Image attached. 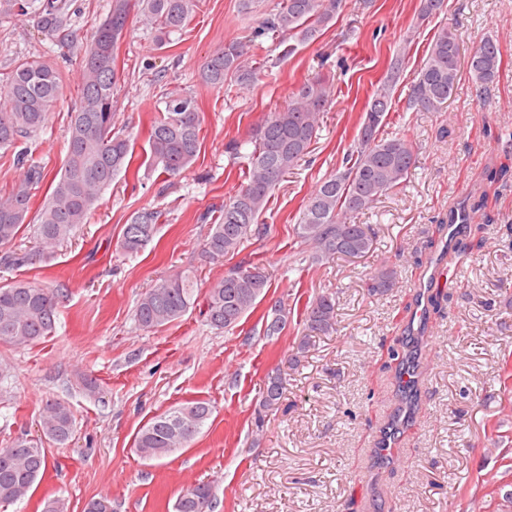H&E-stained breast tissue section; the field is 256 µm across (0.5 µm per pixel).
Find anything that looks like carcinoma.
I'll use <instances>...</instances> for the list:
<instances>
[{"label":"carcinoma","instance_id":"obj_1","mask_svg":"<svg viewBox=\"0 0 512 512\" xmlns=\"http://www.w3.org/2000/svg\"><path fill=\"white\" fill-rule=\"evenodd\" d=\"M76 0H0V24L16 16H29L47 39L69 48L78 40L70 27L78 12ZM346 0H281L259 20L257 30L247 42L230 40L210 54L200 69L201 81L214 88L224 87L229 74L242 84L256 77L262 37L279 42L291 38L311 43L332 24ZM199 7L198 0H111L106 17L95 25L81 61L79 102L70 112L68 148L60 172L34 218H29L35 190L44 181V168L30 163L27 152L17 144L33 138L44 126L59 99L63 73L41 57L17 61L0 75L4 95L0 99V153L11 154L13 164L24 169L23 178L0 197V264L23 266L27 254L7 249L30 225L34 239L45 245L68 240L86 223L102 191L128 168L133 155L129 137L112 131L113 102L120 82L115 50L127 32L132 11H137L151 26L155 41L163 47L187 27ZM469 71L473 83L483 87L494 81L500 66V51L495 39L487 36L471 54ZM402 59L395 60L390 72L373 90L353 149L343 159L342 168L323 179L310 195L295 225L296 236L312 243L317 252L305 258L313 264L334 256L361 258L368 254L373 238L367 225L354 221L382 196L403 187L413 166L415 152L404 135L379 136V130L392 104L393 88L399 81ZM460 72V44L457 34L443 27L435 33L424 65L410 86L409 104L425 112H439L456 91ZM333 87L316 78L303 82L293 92L288 106L267 115L244 141H234L229 149L235 155L249 146L245 154L246 183L218 208L210 224L201 256L217 262L232 255L253 235L266 227L258 219L273 191L288 171L308 154L318 131L319 114L331 101ZM203 116L194 98L173 95L165 111L151 124L148 138L149 165L175 177L195 163L200 150ZM163 211L142 209L124 225L121 249L133 254L145 246L162 223ZM399 285L397 270L381 266L366 283L371 293L388 292ZM269 290L264 269L253 264L237 265L213 282L203 296L207 324L229 331L254 309L257 300ZM194 271L183 270L143 293L137 300L134 319L144 331H152L182 318L198 300ZM59 297L54 289L19 279L0 287V344L27 347L55 332ZM271 320L263 335L277 336L286 324L285 305L276 299L270 306ZM303 321L319 332L336 330V295L320 294L308 300ZM396 361L397 392L407 408L416 406L420 384L418 366L406 354L392 352ZM286 379L278 370L267 374L261 406L273 411L280 405ZM213 414L205 400H193L157 414L135 435L133 447L146 460L160 459L188 447L202 433ZM45 436L66 445L74 436L75 418L70 406L59 400L45 402L41 413ZM47 449L33 440L19 438L0 448V503L20 501L34 490L47 470ZM213 512L214 493L208 483H197L176 499L174 512H199L198 502Z\"/></svg>","mask_w":512,"mask_h":512}]
</instances>
